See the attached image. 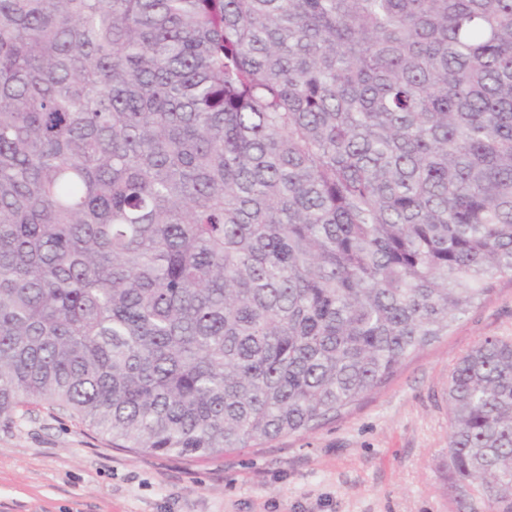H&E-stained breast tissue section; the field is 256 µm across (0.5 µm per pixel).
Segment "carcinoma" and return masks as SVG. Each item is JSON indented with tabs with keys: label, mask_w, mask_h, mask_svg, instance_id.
Instances as JSON below:
<instances>
[{
	"label": "carcinoma",
	"mask_w": 512,
	"mask_h": 512,
	"mask_svg": "<svg viewBox=\"0 0 512 512\" xmlns=\"http://www.w3.org/2000/svg\"><path fill=\"white\" fill-rule=\"evenodd\" d=\"M512 277V0H0V421L304 433ZM512 512V338L448 374Z\"/></svg>",
	"instance_id": "1"
}]
</instances>
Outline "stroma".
<instances>
[{
    "label": "stroma",
    "mask_w": 512,
    "mask_h": 512,
    "mask_svg": "<svg viewBox=\"0 0 512 512\" xmlns=\"http://www.w3.org/2000/svg\"><path fill=\"white\" fill-rule=\"evenodd\" d=\"M490 336H512V278L348 412L213 459L116 448L31 407L0 422V512H458L448 372Z\"/></svg>",
    "instance_id": "35a3bbf8"
}]
</instances>
